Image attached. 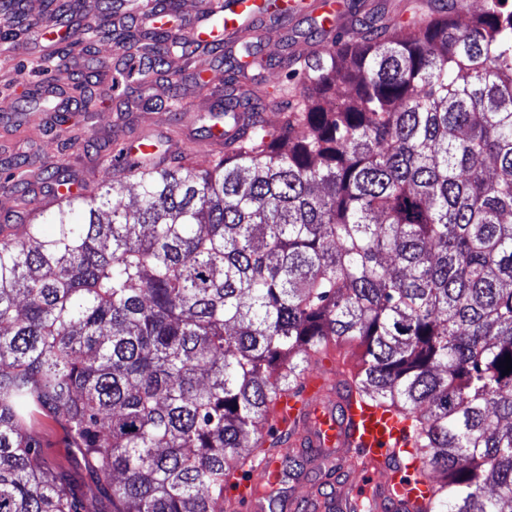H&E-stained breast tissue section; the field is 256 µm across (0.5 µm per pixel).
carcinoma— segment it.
Returning a JSON list of instances; mask_svg holds the SVG:
<instances>
[{"instance_id": "obj_1", "label": "carcinoma", "mask_w": 512, "mask_h": 512, "mask_svg": "<svg viewBox=\"0 0 512 512\" xmlns=\"http://www.w3.org/2000/svg\"><path fill=\"white\" fill-rule=\"evenodd\" d=\"M54 2L61 24L87 10ZM387 13L278 58L276 129L257 109L237 125L245 63H226L208 167L137 163L45 226L0 225V512H224L240 449L287 442L271 402L341 342L364 349L358 400L411 422L437 487L418 512H512V0ZM0 14L19 24L0 40L42 27L18 0ZM96 36L74 30L59 61ZM112 39L151 68L76 73L56 136L76 140L105 82L176 84L190 47L126 24ZM41 417L99 498L46 461Z\"/></svg>"}]
</instances>
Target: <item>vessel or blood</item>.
Returning a JSON list of instances; mask_svg holds the SVG:
<instances>
[{"label": "vessel or blood", "instance_id": "1", "mask_svg": "<svg viewBox=\"0 0 512 512\" xmlns=\"http://www.w3.org/2000/svg\"><path fill=\"white\" fill-rule=\"evenodd\" d=\"M222 27L200 12L194 28L196 40L232 46L245 34L262 32L265 14L259 0H227ZM160 130L152 129L126 143L112 162L126 169L142 158L154 163L160 157ZM278 425L289 432L295 452L314 449L311 465L333 468L341 474L330 493L319 482L309 484L304 499L308 512H415L431 497L428 482L414 479L413 463L401 460L408 424L396 415L372 406H357L348 388L325 369L311 371L301 397L279 396L274 404ZM284 462L266 455L248 474H236L228 494L243 512H268L263 484L279 481Z\"/></svg>", "mask_w": 512, "mask_h": 512}]
</instances>
